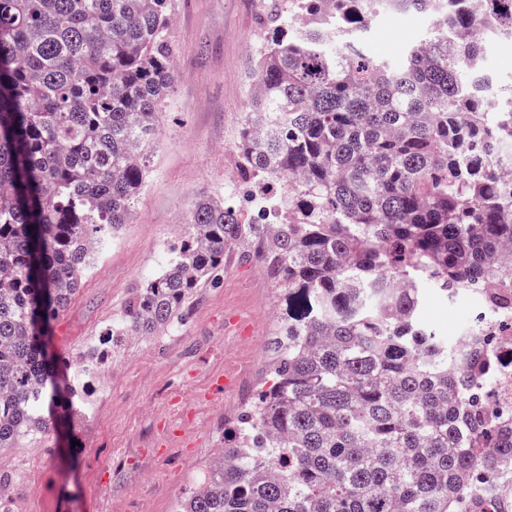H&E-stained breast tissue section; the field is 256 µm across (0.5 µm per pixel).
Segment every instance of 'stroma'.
I'll return each instance as SVG.
<instances>
[{
  "mask_svg": "<svg viewBox=\"0 0 512 512\" xmlns=\"http://www.w3.org/2000/svg\"><path fill=\"white\" fill-rule=\"evenodd\" d=\"M267 3L169 0L175 78L136 216L104 248L54 325L56 349L68 361L112 329V359L99 377L95 404L81 406L73 430L25 434L16 447L0 450L13 512H128L135 498L143 512H174L177 499L219 456L224 434L196 423L193 447L171 448L170 464L144 466L136 461L143 415L178 426L166 409L170 398L197 408L199 390L244 364L253 391L266 386L275 358L256 339L275 335L283 292L242 248L225 254L215 280L195 288L168 325L150 336L132 335L127 326L137 292L185 238L199 194H223L247 214L257 206L260 194L240 172L238 143L255 71L246 45L267 39ZM429 28V16L387 14L377 20L370 45L391 59ZM479 310L475 297L446 299L430 291L420 316L448 337Z\"/></svg>",
  "mask_w": 512,
  "mask_h": 512,
  "instance_id": "35a3bbf8",
  "label": "stroma"
}]
</instances>
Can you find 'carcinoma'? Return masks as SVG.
<instances>
[{"label":"carcinoma","instance_id":"cac0c4a2","mask_svg":"<svg viewBox=\"0 0 512 512\" xmlns=\"http://www.w3.org/2000/svg\"><path fill=\"white\" fill-rule=\"evenodd\" d=\"M275 0L239 133L280 223L198 198L184 243L140 288L150 336L230 248L284 287L267 388L175 512H512L464 482L512 458L484 399L497 360L420 318L423 289L512 310V93L485 94V40L512 46V0ZM444 19L397 60L363 38L382 13ZM168 0H0V449L73 411L53 324L149 176L173 82Z\"/></svg>","mask_w":512,"mask_h":512}]
</instances>
